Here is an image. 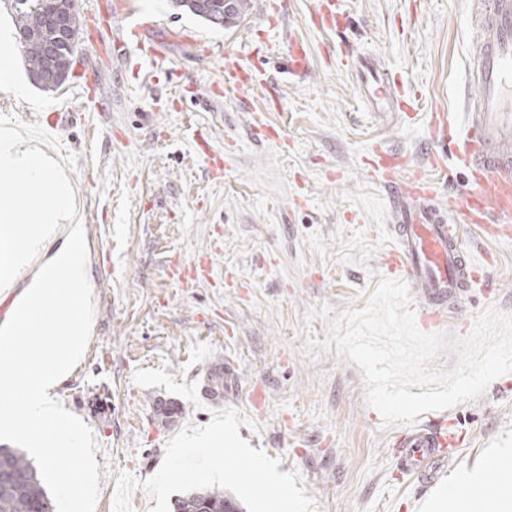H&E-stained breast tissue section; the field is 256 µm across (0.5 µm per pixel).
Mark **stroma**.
<instances>
[{"instance_id": "stroma-1", "label": "stroma", "mask_w": 512, "mask_h": 512, "mask_svg": "<svg viewBox=\"0 0 512 512\" xmlns=\"http://www.w3.org/2000/svg\"><path fill=\"white\" fill-rule=\"evenodd\" d=\"M114 2L78 0L79 17L95 9L99 19L79 30L63 86L72 113L46 148L71 176L85 228L94 316L56 394L98 443L95 512H113L121 474L149 480L171 438L225 408L248 417L239 435L252 448L298 473L317 512H424L465 471L478 476L473 494L498 489L485 464L512 452V373L447 409L455 459L427 487L398 469L402 427L367 405L358 366L332 349L304 352L307 338L330 335L307 311L363 308L386 275L394 198L362 163L370 145L406 153L425 174L429 113L465 127L464 66L478 37L467 0H344L348 22L332 31L311 24L316 0H284L274 22L264 0H250L229 28L173 0H122L124 19ZM128 24L162 41V67L133 42L125 57L110 52ZM296 38L301 73L288 65ZM342 44L382 60L418 109L405 119L370 111ZM235 64L256 83L215 92ZM18 76L20 91L0 88V116L37 122L55 95L26 69ZM93 83L96 108L84 96ZM465 245L483 270L446 327L459 338L487 306L512 313V236L489 240L471 226ZM166 406L179 414L162 419Z\"/></svg>"}]
</instances>
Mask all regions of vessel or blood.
<instances>
[{
    "instance_id": "vessel-or-blood-1",
    "label": "vessel or blood",
    "mask_w": 512,
    "mask_h": 512,
    "mask_svg": "<svg viewBox=\"0 0 512 512\" xmlns=\"http://www.w3.org/2000/svg\"><path fill=\"white\" fill-rule=\"evenodd\" d=\"M470 19L479 38L467 60L465 87L476 90L477 99L456 137L447 113H432L430 136L440 149L426 158L438 172L445 156L456 157L468 176L466 188L437 204L434 181L409 173L401 153L378 148L372 153L373 171L395 198L393 246L384 262L421 297L418 317L425 331L456 318L477 281L475 259L462 242L463 225L512 232V0H471ZM360 80L371 109L403 110L397 88L374 64L363 62ZM401 442L402 470L433 483L447 436L425 421L406 429Z\"/></svg>"
}]
</instances>
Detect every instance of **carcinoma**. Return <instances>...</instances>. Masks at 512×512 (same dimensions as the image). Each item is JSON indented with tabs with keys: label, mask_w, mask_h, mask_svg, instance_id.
I'll return each mask as SVG.
<instances>
[{
	"label": "carcinoma",
	"mask_w": 512,
	"mask_h": 512,
	"mask_svg": "<svg viewBox=\"0 0 512 512\" xmlns=\"http://www.w3.org/2000/svg\"><path fill=\"white\" fill-rule=\"evenodd\" d=\"M14 25L20 46L35 85L45 92L58 90L69 78L74 54L72 41L55 39L56 20L54 0H11ZM248 0H232L233 6L224 11V0H175L179 8L211 25L228 27L242 19ZM54 45V63L45 66L44 47ZM10 476L0 480V512H54V507L37 469L25 454L14 448L0 447V469ZM197 509L213 512H242L241 506L228 493L215 490H194L175 502L174 512H195Z\"/></svg>",
	"instance_id": "obj_1"
}]
</instances>
